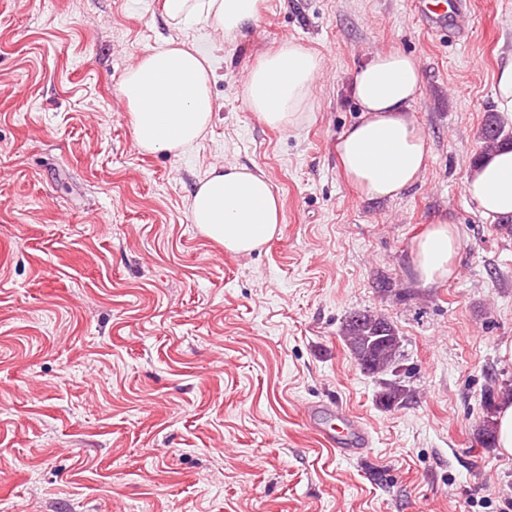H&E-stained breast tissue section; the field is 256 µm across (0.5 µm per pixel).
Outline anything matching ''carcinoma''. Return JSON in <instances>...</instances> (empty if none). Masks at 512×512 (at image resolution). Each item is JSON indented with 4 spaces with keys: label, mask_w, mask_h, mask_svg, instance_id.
I'll use <instances>...</instances> for the list:
<instances>
[{
    "label": "carcinoma",
    "mask_w": 512,
    "mask_h": 512,
    "mask_svg": "<svg viewBox=\"0 0 512 512\" xmlns=\"http://www.w3.org/2000/svg\"><path fill=\"white\" fill-rule=\"evenodd\" d=\"M482 139L488 149L512 145V131L505 129L499 116L487 114ZM341 336L360 370L379 380L377 402L386 409L405 404L411 393L402 384L396 369L405 361L404 338L387 318L371 310L349 313L342 323Z\"/></svg>",
    "instance_id": "obj_1"
}]
</instances>
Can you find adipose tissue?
<instances>
[{
  "label": "adipose tissue",
  "instance_id": "ef3b65f1",
  "mask_svg": "<svg viewBox=\"0 0 512 512\" xmlns=\"http://www.w3.org/2000/svg\"><path fill=\"white\" fill-rule=\"evenodd\" d=\"M263 0H164L168 21H205L233 41L257 23ZM321 57L305 45L283 41L247 72L242 92L248 108L267 126L289 130L310 111L321 75ZM212 70L193 45L165 42L142 50L124 72V99L140 151L180 155L211 126L215 103ZM423 76L415 56L378 53L356 75L353 96L362 116L338 139L343 174L370 199L395 198L416 184L428 160L426 138L412 116ZM465 192L487 218L512 215V148L486 154L466 176ZM190 221L226 252L260 250L278 233L282 203L270 181L244 165L211 167L190 196ZM460 249L447 217L436 218L415 238L410 262L424 287L448 280Z\"/></svg>",
  "mask_w": 512,
  "mask_h": 512
}]
</instances>
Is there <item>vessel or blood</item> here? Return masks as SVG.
<instances>
[{
	"mask_svg": "<svg viewBox=\"0 0 512 512\" xmlns=\"http://www.w3.org/2000/svg\"><path fill=\"white\" fill-rule=\"evenodd\" d=\"M468 9L467 0H436L434 6L422 7L421 15L429 28L438 29L450 24L458 37L463 38L468 34ZM309 424L328 448L345 456L363 455L371 444L362 423L334 403L311 409Z\"/></svg>",
	"mask_w": 512,
	"mask_h": 512,
	"instance_id": "b4317fda",
	"label": "vessel or blood"
}]
</instances>
